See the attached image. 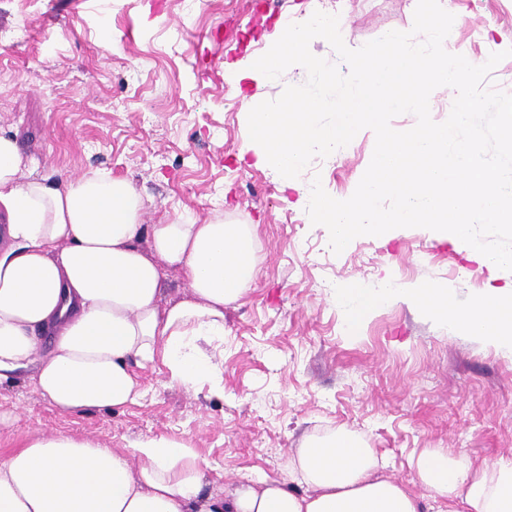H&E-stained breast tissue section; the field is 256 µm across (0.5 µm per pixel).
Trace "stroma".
Returning a JSON list of instances; mask_svg holds the SVG:
<instances>
[{
  "label": "stroma",
  "mask_w": 512,
  "mask_h": 512,
  "mask_svg": "<svg viewBox=\"0 0 512 512\" xmlns=\"http://www.w3.org/2000/svg\"><path fill=\"white\" fill-rule=\"evenodd\" d=\"M417 0H0V130L15 135L40 171L99 170L129 180L146 220L177 215L255 227L252 292L224 308L216 357L223 396L210 382L166 385L140 374L145 394L121 410L60 414L26 376L0 385V458L29 438L65 433L122 450L146 437L195 448L225 492L284 476L304 437L344 430L382 457L379 476L420 491L409 460L425 448L476 462L512 459V355L457 334L401 303L349 325L333 295L372 288L384 271L427 278L460 297L483 292L489 270L423 228L393 239L360 236L334 254L325 226L288 204L283 178L240 154L250 104L278 98L296 71L237 81L233 66L265 54L277 24L337 15L347 47L410 31ZM467 58L512 48V0H440ZM372 130L337 159L314 158L298 181L320 178L349 198L370 164ZM512 280V272L495 275Z\"/></svg>",
  "instance_id": "stroma-1"
}]
</instances>
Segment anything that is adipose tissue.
Returning a JSON list of instances; mask_svg holds the SVG:
<instances>
[{
    "label": "adipose tissue",
    "mask_w": 512,
    "mask_h": 512,
    "mask_svg": "<svg viewBox=\"0 0 512 512\" xmlns=\"http://www.w3.org/2000/svg\"><path fill=\"white\" fill-rule=\"evenodd\" d=\"M140 193L97 171L40 173L15 136L0 133V385L28 374L62 413L117 410L143 393L137 369L161 365L172 385L221 380L211 351L224 308L245 298L255 272L254 231L175 217L144 221ZM188 291L162 300L168 270ZM357 324L373 303L396 301L512 354V284L459 301L456 289L384 277L345 288ZM374 449L346 431L305 438L285 477L234 493L210 488L196 449L150 437L119 451L65 434L28 441L0 459V512H512V460L476 464L424 449L414 460L424 494L378 477Z\"/></svg>",
    "instance_id": "ef3b65f1"
}]
</instances>
